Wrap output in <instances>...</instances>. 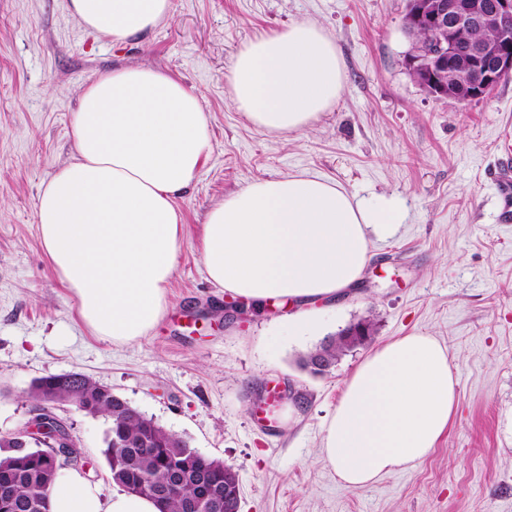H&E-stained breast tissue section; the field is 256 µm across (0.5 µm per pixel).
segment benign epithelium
<instances>
[{"mask_svg": "<svg viewBox=\"0 0 512 512\" xmlns=\"http://www.w3.org/2000/svg\"><path fill=\"white\" fill-rule=\"evenodd\" d=\"M429 41L414 42L407 58L416 81L436 96L473 101L484 98L512 75V0H416L406 21ZM474 27L493 30L500 39L473 42L464 33ZM85 460L72 432L57 440L52 458Z\"/></svg>", "mask_w": 512, "mask_h": 512, "instance_id": "7a95c632", "label": "benign epithelium"}]
</instances>
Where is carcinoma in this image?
I'll return each instance as SVG.
<instances>
[{
    "mask_svg": "<svg viewBox=\"0 0 512 512\" xmlns=\"http://www.w3.org/2000/svg\"><path fill=\"white\" fill-rule=\"evenodd\" d=\"M349 348L336 338L320 343L301 357L306 367L316 356L331 360L340 358ZM42 387L31 392L35 403H54L63 399H81L94 415L110 420L103 455L112 481L123 490L139 485L163 486L171 479V470L180 467V484L169 493L166 512H186L185 502L205 488L219 498V506L202 502L200 512H231L233 505H224V484L233 475L224 461L210 458L191 448L178 435L166 430L128 402L101 391L96 382L80 373L50 374ZM35 444L45 449L22 448L8 438H0V501H8L12 512H49V498L56 472L67 465L51 463L49 448L54 446L50 434Z\"/></svg>",
    "mask_w": 512,
    "mask_h": 512,
    "instance_id": "carcinoma-1",
    "label": "carcinoma"
}]
</instances>
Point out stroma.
I'll list each match as a JSON object with an SVG mask.
<instances>
[{"mask_svg": "<svg viewBox=\"0 0 512 512\" xmlns=\"http://www.w3.org/2000/svg\"><path fill=\"white\" fill-rule=\"evenodd\" d=\"M408 0H172V17L124 45L85 30L67 0H0V436L27 425L38 377L79 372L240 478V512H512V224L491 183L512 143V78L486 98L429 93L406 67ZM298 21L336 41L345 88L312 127L264 132L236 110L227 74L256 36ZM128 65L198 91L212 152L177 201L182 244L167 310L127 343L91 335L37 230L43 182L71 160L82 88ZM308 174L359 198L394 199L402 224L370 233L363 280L331 302L255 308L209 281L207 211L259 178ZM371 345L311 375L300 358L351 323ZM422 333L459 380L455 418L419 465L358 489L319 458L345 382L370 353ZM86 477L118 487L102 454L109 422L74 408Z\"/></svg>", "mask_w": 512, "mask_h": 512, "instance_id": "obj_1", "label": "stroma"}]
</instances>
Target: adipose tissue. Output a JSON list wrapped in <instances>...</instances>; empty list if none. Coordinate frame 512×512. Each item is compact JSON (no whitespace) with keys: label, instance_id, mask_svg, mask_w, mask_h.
Returning a JSON list of instances; mask_svg holds the SVG:
<instances>
[{"label":"adipose tissue","instance_id":"1","mask_svg":"<svg viewBox=\"0 0 512 512\" xmlns=\"http://www.w3.org/2000/svg\"><path fill=\"white\" fill-rule=\"evenodd\" d=\"M87 30L112 44L170 18L172 0H68ZM231 100L256 127H310L340 98L341 54L320 26L299 21L256 37L234 56ZM75 155L38 196V233L58 279L96 336L147 335L166 309L182 239L176 199L208 157L211 133L199 93L153 67L127 66L87 84L71 116ZM403 213L362 201L308 175L264 178L213 205L199 248L209 279L246 301L334 299L370 260L369 230L391 234ZM458 378L441 344L424 334L370 352L347 379L320 455L349 488L422 463L457 409ZM50 512H159L146 497H103L72 467L59 468Z\"/></svg>","mask_w":512,"mask_h":512}]
</instances>
